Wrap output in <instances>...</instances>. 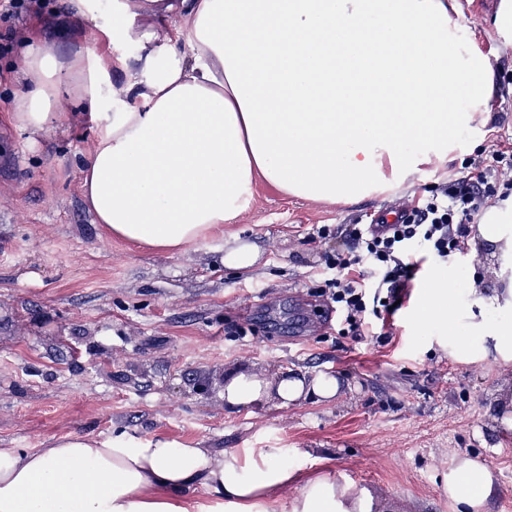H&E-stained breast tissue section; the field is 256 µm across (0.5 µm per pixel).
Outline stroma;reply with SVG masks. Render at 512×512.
<instances>
[{
  "label": "stroma",
  "mask_w": 512,
  "mask_h": 512,
  "mask_svg": "<svg viewBox=\"0 0 512 512\" xmlns=\"http://www.w3.org/2000/svg\"><path fill=\"white\" fill-rule=\"evenodd\" d=\"M65 16V0L0 10V448L119 433L193 448H316L338 481L373 491L378 512H453L440 474L465 453L493 470L486 512H512V428L501 422L512 366L463 364L427 346L411 300L384 345L339 335L313 309L336 247L319 238L321 225L366 223L438 179L498 169L497 146L512 149V50L497 47L494 11L464 15L496 73L493 119L472 151L351 203L287 198L258 182L239 219L176 254L95 224L80 177L93 131L78 105L31 148L10 116L23 42L44 29L68 54ZM234 236L260 249L251 272L223 264ZM281 369L333 375L341 393L287 408L225 406L228 374Z\"/></svg>",
  "instance_id": "35a3bbf8"
}]
</instances>
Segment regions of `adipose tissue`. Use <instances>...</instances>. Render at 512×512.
<instances>
[{
    "label": "adipose tissue",
    "instance_id": "ef3b65f1",
    "mask_svg": "<svg viewBox=\"0 0 512 512\" xmlns=\"http://www.w3.org/2000/svg\"><path fill=\"white\" fill-rule=\"evenodd\" d=\"M74 45L41 37L14 74L11 116L37 135L66 104L96 133L84 201L111 236L178 253L244 213L262 179L284 196L350 202L445 163L491 119L495 73L457 0H67ZM497 287L437 271L420 335L460 362L512 364V203L477 226ZM337 378L287 370L224 382L227 407L324 401ZM204 489L208 503L189 499ZM484 463L442 473L453 512H483ZM290 498H281L283 490ZM370 491L306 473L284 448H190L169 439L67 435L0 448V512H373Z\"/></svg>",
    "mask_w": 512,
    "mask_h": 512
}]
</instances>
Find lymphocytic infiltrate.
Instances as JSON below:
<instances>
[{
	"mask_svg": "<svg viewBox=\"0 0 512 512\" xmlns=\"http://www.w3.org/2000/svg\"><path fill=\"white\" fill-rule=\"evenodd\" d=\"M511 197L512 177L472 173L400 209L395 223L323 226L322 236L335 238L338 247L326 257L331 276L319 294L336 313L342 334L359 338L372 320L388 323L395 302L409 298L424 262H444L461 252L485 200Z\"/></svg>",
	"mask_w": 512,
	"mask_h": 512,
	"instance_id": "lymphocytic-infiltrate-1",
	"label": "lymphocytic infiltrate"
}]
</instances>
